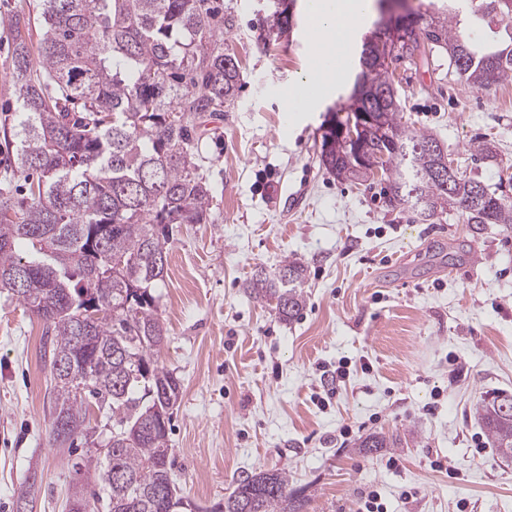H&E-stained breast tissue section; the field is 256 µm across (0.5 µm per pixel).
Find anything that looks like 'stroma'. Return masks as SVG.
<instances>
[{
    "label": "stroma",
    "instance_id": "35a3bbf8",
    "mask_svg": "<svg viewBox=\"0 0 512 512\" xmlns=\"http://www.w3.org/2000/svg\"><path fill=\"white\" fill-rule=\"evenodd\" d=\"M223 2L240 81L223 119L201 127L209 218L174 225L155 290L168 336L158 363L181 382L168 428L179 496L212 510L239 473L283 470L303 512H351L373 489L388 512H512V463L488 447L475 413L483 396L512 393V228L472 230L456 208L422 221L389 207L380 185L329 173L324 126L352 82H331L319 108L294 111L289 94L316 52L305 0L294 29L262 50L266 0ZM18 3L0 0L1 112L14 102ZM389 70L402 123L512 205V183L501 182L512 174V77L475 87L438 49ZM485 139L490 160L474 152ZM286 260L307 268L305 306L290 322L246 289ZM42 331L0 294V512H16L32 475L33 512H63L73 490L99 489L80 453L53 442ZM341 359L350 375L326 396L322 374ZM377 433L397 435L398 448L363 453L360 440ZM392 455L398 468L385 466Z\"/></svg>",
    "mask_w": 512,
    "mask_h": 512
}]
</instances>
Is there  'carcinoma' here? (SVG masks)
<instances>
[{
  "label": "carcinoma",
  "instance_id": "carcinoma-1",
  "mask_svg": "<svg viewBox=\"0 0 512 512\" xmlns=\"http://www.w3.org/2000/svg\"><path fill=\"white\" fill-rule=\"evenodd\" d=\"M438 16L419 26L407 8L397 43L386 30L364 36L365 68L355 75L352 98L372 114L374 126L360 146L331 130L322 165L339 178L387 184L388 203L430 218L457 207L469 224L512 225V206L460 176L452 186L437 174V157L416 151L434 143L401 123L387 58L448 52L452 73L478 87L512 76V0H482L463 13L465 0H445ZM11 69L14 115L3 119L4 139L15 146L0 187V293L43 320L50 337L52 422L65 441L88 436V399L112 421V456L87 451L102 493L85 512H207L177 494L170 477L167 424L181 383L158 365L166 329L154 290L164 282L168 258L162 240L173 224H204L211 190L199 173L198 127L223 116L240 77L238 60L224 52V17L208 0H40L36 13L21 8L13 26ZM386 151L388 161L379 160ZM23 179L25 195L10 182ZM123 266L113 271L112 262ZM25 269L28 285L15 289ZM305 267L286 260L250 284L253 298L275 303L283 321L303 308ZM91 347H78L80 326ZM72 363L73 378L56 374ZM80 393L73 379L84 377ZM512 394L483 399L481 424L503 460L512 459ZM221 512H301L284 470L244 473Z\"/></svg>",
  "mask_w": 512,
  "mask_h": 512
}]
</instances>
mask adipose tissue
<instances>
[{"mask_svg": "<svg viewBox=\"0 0 512 512\" xmlns=\"http://www.w3.org/2000/svg\"><path fill=\"white\" fill-rule=\"evenodd\" d=\"M372 0H307V20L318 51L349 40L371 12Z\"/></svg>", "mask_w": 512, "mask_h": 512, "instance_id": "obj_1", "label": "adipose tissue"}]
</instances>
